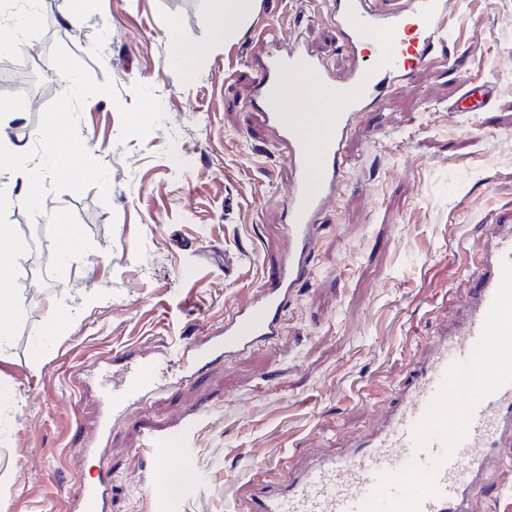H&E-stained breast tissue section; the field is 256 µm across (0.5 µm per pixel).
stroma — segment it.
<instances>
[{
    "label": "stroma",
    "mask_w": 512,
    "mask_h": 512,
    "mask_svg": "<svg viewBox=\"0 0 512 512\" xmlns=\"http://www.w3.org/2000/svg\"><path fill=\"white\" fill-rule=\"evenodd\" d=\"M320 2L255 0L222 37L216 0H38L51 24L16 50L18 8L0 0V76L22 67L54 87L0 92L25 114L13 135L43 198L39 211L16 205V169L0 166V225H15L17 254V325L0 354V512H66L67 491L104 474L106 512H157L150 435L189 465L173 512H239L291 455L340 450L368 430L423 337L455 319L480 241L512 224V0H452L443 51L360 113L315 278L278 345L187 381L162 370L148 400L100 429L114 355L156 357L213 335L284 247L288 162L250 100L259 33H301L344 75L350 57ZM75 6L76 29L63 21ZM164 17L175 34L159 28ZM176 41L211 52L188 69ZM63 64L82 73L78 91L63 90ZM471 82L496 86L489 111H449ZM47 113L90 141L77 178L33 136ZM62 224L77 230L68 267L56 255Z\"/></svg>",
    "instance_id": "1"
}]
</instances>
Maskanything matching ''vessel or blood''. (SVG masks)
<instances>
[{
  "instance_id": "b4317fda",
  "label": "vessel or blood",
  "mask_w": 512,
  "mask_h": 512,
  "mask_svg": "<svg viewBox=\"0 0 512 512\" xmlns=\"http://www.w3.org/2000/svg\"><path fill=\"white\" fill-rule=\"evenodd\" d=\"M449 6V0H325L326 16L353 57L341 77L301 37L261 31L267 62L256 72L254 97L263 104V118L291 169L283 201L287 246L253 299L225 311L219 337L185 343L174 352V364L200 346L208 356L230 359L278 344L289 307L313 276L320 218L343 181L345 144L359 113L378 104L385 89L410 87L415 73L443 48ZM371 31L380 32L381 39L367 54L364 37ZM493 100L494 88L484 82L468 87L450 109L483 112ZM505 259L512 260V224L496 225L486 236L457 321L427 337L408 376L393 384L392 404L382 410L377 427L344 453L295 457L278 482L249 495L243 512H360L378 473L439 455L443 445L437 440L417 450L413 427L426 413L446 369L470 357ZM158 382V366L146 358L126 363L118 382L103 388L102 395L117 411L145 399ZM146 446L157 475L153 492L167 512L188 466L172 460L165 438L148 436ZM507 446H512V384L477 406L467 438L437 474V495L425 497L418 512H479V504L492 497L500 472L512 468V459L502 454ZM110 489L107 477L77 486L67 497L69 512H104Z\"/></svg>"
}]
</instances>
